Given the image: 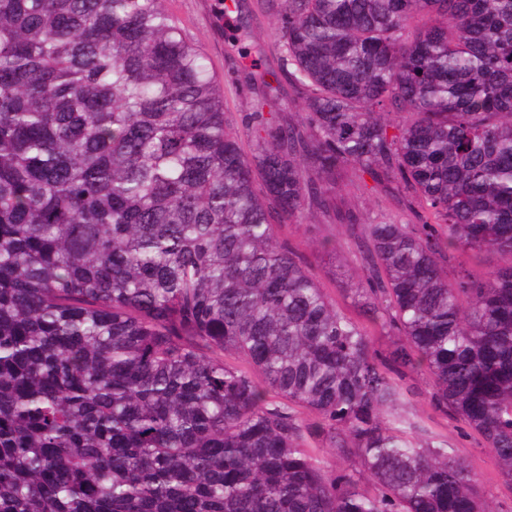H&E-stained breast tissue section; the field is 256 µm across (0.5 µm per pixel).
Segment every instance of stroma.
Instances as JSON below:
<instances>
[{
  "mask_svg": "<svg viewBox=\"0 0 512 512\" xmlns=\"http://www.w3.org/2000/svg\"><path fill=\"white\" fill-rule=\"evenodd\" d=\"M166 6L178 20L186 36L208 57L224 93L227 128L238 138H245V120L255 104L265 111H278L290 103L294 92L281 84L277 100L267 99L261 77L280 69V42L277 35V15L280 0H167ZM242 30L245 39L233 41L230 34ZM342 189L329 212L305 210L300 222L282 225L281 237L295 246L309 270L319 279L328 297L355 320L363 314L342 289L335 265L354 264L356 246L341 219L354 211L373 223L415 224L419 218L404 192L373 194L363 182L344 172ZM323 238L336 241L335 257L317 251L314 244ZM412 395L409 412L421 419L432 432L447 438L448 444L468 460L478 478V489L489 498L499 512H512V486L505 483L498 464L480 437L466 429L460 421L434 412L428 401L430 383L425 376L410 381Z\"/></svg>",
  "mask_w": 512,
  "mask_h": 512,
  "instance_id": "stroma-1",
  "label": "stroma"
}]
</instances>
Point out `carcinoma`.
<instances>
[{
	"instance_id": "obj_1",
	"label": "carcinoma",
	"mask_w": 512,
	"mask_h": 512,
	"mask_svg": "<svg viewBox=\"0 0 512 512\" xmlns=\"http://www.w3.org/2000/svg\"><path fill=\"white\" fill-rule=\"evenodd\" d=\"M278 29L302 115L246 150L165 0H0V512H496L413 372L512 485V261L445 272L512 258V0ZM348 167L422 210L343 218L387 353L277 234ZM504 261L499 255L475 254L472 252L457 254L454 265L466 269L471 276L482 277L489 270L493 269Z\"/></svg>"
}]
</instances>
